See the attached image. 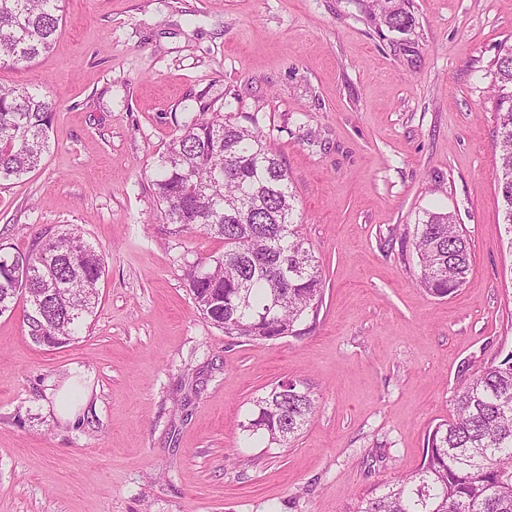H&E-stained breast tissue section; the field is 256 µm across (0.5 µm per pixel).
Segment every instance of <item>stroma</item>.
<instances>
[{"label":"stroma","mask_w":512,"mask_h":512,"mask_svg":"<svg viewBox=\"0 0 512 512\" xmlns=\"http://www.w3.org/2000/svg\"><path fill=\"white\" fill-rule=\"evenodd\" d=\"M411 5L399 33L372 0H64L49 53L0 62V84L57 104L39 165L0 184V243L75 227L106 258L74 343L0 316V512H354L421 465L459 389L512 351L491 97L512 0ZM204 104L257 115L288 167L325 281L307 335L244 342L195 307L185 267L223 245L165 224L151 176ZM427 210L471 243L447 299L404 242ZM284 381L317 412L290 447H243Z\"/></svg>","instance_id":"stroma-1"}]
</instances>
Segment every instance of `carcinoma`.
I'll return each instance as SVG.
<instances>
[{"mask_svg": "<svg viewBox=\"0 0 512 512\" xmlns=\"http://www.w3.org/2000/svg\"><path fill=\"white\" fill-rule=\"evenodd\" d=\"M62 0H0V59L32 63L51 50L63 20ZM389 29L405 32L409 0H375ZM498 94L494 140L502 225L512 241V48L495 60ZM55 102L43 86L0 87V182L35 170L48 149ZM153 204L180 232L202 230L224 251L186 267L194 302L224 335L248 341L300 336L316 319L322 269L295 220L288 168L258 119L247 124L202 108L159 156ZM411 246L418 283L435 297L466 283L472 249L453 214L426 210ZM103 255L76 228L38 237L27 250L0 244V316L23 307L33 342L60 348L76 340L98 301ZM316 411L293 382L273 386L241 425L286 448ZM356 512H512V353L478 370L457 396L453 420L435 425L421 466L372 489Z\"/></svg>", "mask_w": 512, "mask_h": 512, "instance_id": "1", "label": "carcinoma"}]
</instances>
